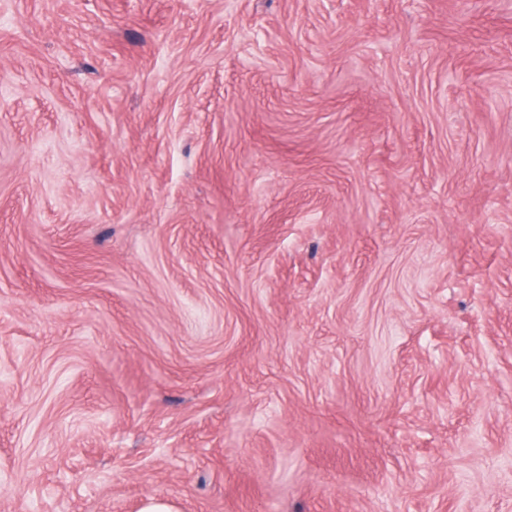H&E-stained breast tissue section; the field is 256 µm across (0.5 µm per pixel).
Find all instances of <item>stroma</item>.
I'll list each match as a JSON object with an SVG mask.
<instances>
[{
    "mask_svg": "<svg viewBox=\"0 0 512 512\" xmlns=\"http://www.w3.org/2000/svg\"><path fill=\"white\" fill-rule=\"evenodd\" d=\"M512 512V0H0V512Z\"/></svg>",
    "mask_w": 512,
    "mask_h": 512,
    "instance_id": "stroma-1",
    "label": "stroma"
}]
</instances>
